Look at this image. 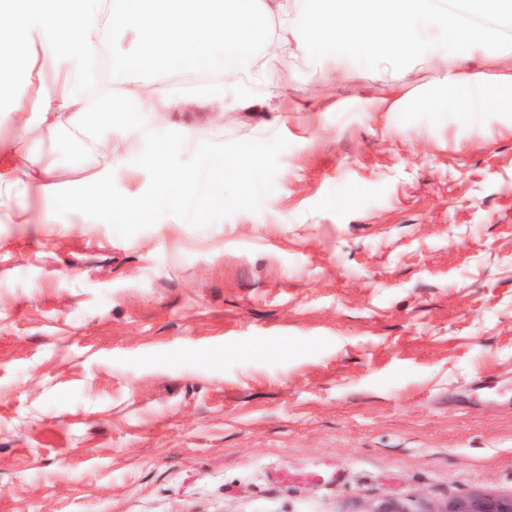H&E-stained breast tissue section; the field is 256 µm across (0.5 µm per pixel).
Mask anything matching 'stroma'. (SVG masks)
Here are the masks:
<instances>
[{"label":"stroma","mask_w":512,"mask_h":512,"mask_svg":"<svg viewBox=\"0 0 512 512\" xmlns=\"http://www.w3.org/2000/svg\"><path fill=\"white\" fill-rule=\"evenodd\" d=\"M0 93V163L40 155L62 193L110 154L151 197L163 138L256 167L164 212L98 221L20 178L0 193V512H445L512 496V112L491 89L288 53L248 95L279 112H172L94 142ZM394 100L391 111L378 109Z\"/></svg>","instance_id":"1"}]
</instances>
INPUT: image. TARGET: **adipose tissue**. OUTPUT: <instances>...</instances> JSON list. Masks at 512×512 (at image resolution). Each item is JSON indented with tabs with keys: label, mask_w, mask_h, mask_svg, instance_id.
Here are the masks:
<instances>
[{
	"label": "adipose tissue",
	"mask_w": 512,
	"mask_h": 512,
	"mask_svg": "<svg viewBox=\"0 0 512 512\" xmlns=\"http://www.w3.org/2000/svg\"><path fill=\"white\" fill-rule=\"evenodd\" d=\"M0 0V90L7 89L16 73L32 63L27 44H10L14 32L38 33L57 53L54 94L34 92L20 102L19 111L40 114L67 113L72 125L90 131L99 140L111 139L115 130L111 105L87 112L85 86L103 53L112 56V83L124 87L132 119L142 113L163 115L174 111L214 109L220 96L202 101L143 98L129 92L131 76L150 72L167 77L175 69L220 68L225 85L241 80L260 83L270 62L285 52L330 54L345 59L362 53L381 67H407L426 51L441 62L435 80L445 93L438 104L455 111L451 90L459 84L488 87L486 74L463 75L457 61L475 51L494 55L501 40L496 25L480 23L485 0ZM276 32H269V22ZM444 33L442 41L422 38L423 26ZM120 34L132 35L135 46L115 47ZM162 177L150 199L132 197L115 204L110 193L113 174L125 171L124 161L107 159L96 181L71 194L44 185L55 208L109 218L159 213L180 199L181 190L195 177L193 171L168 170V149L154 156Z\"/></svg>",
	"instance_id": "obj_1"
}]
</instances>
